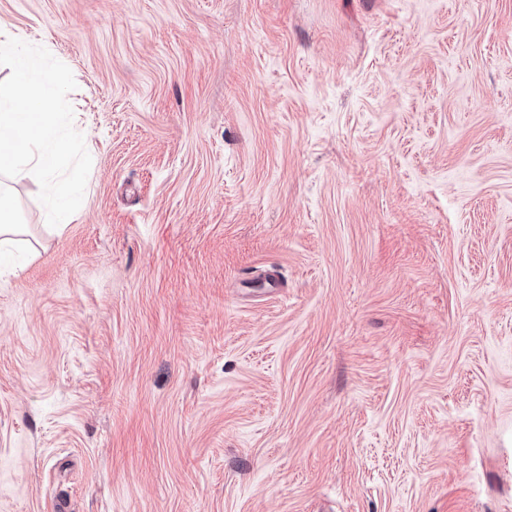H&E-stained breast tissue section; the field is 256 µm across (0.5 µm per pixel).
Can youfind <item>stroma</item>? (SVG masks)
I'll list each match as a JSON object with an SVG mask.
<instances>
[{"instance_id":"35a3bbf8","label":"stroma","mask_w":512,"mask_h":512,"mask_svg":"<svg viewBox=\"0 0 512 512\" xmlns=\"http://www.w3.org/2000/svg\"><path fill=\"white\" fill-rule=\"evenodd\" d=\"M92 158L0 276V512H512V0H0Z\"/></svg>"}]
</instances>
